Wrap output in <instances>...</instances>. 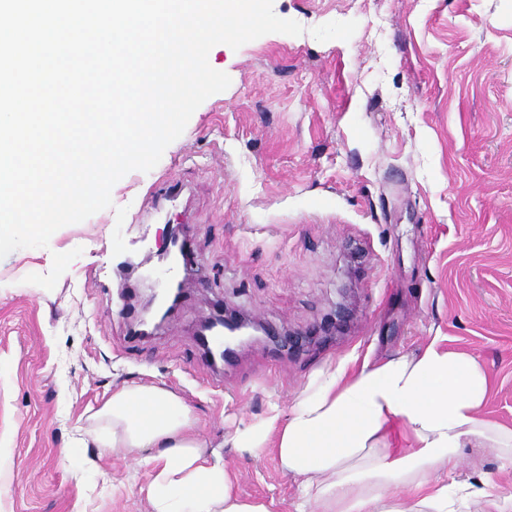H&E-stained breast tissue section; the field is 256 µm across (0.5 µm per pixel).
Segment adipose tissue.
Masks as SVG:
<instances>
[{
    "mask_svg": "<svg viewBox=\"0 0 512 512\" xmlns=\"http://www.w3.org/2000/svg\"><path fill=\"white\" fill-rule=\"evenodd\" d=\"M489 379L433 338L423 351L322 374L288 413L235 442L272 448L296 482L295 512H505L486 486L456 478L465 448L495 449L512 469V430L482 420ZM103 447L151 467L153 512H274L232 489L191 408L157 386L124 385L90 416Z\"/></svg>",
    "mask_w": 512,
    "mask_h": 512,
    "instance_id": "adipose-tissue-1",
    "label": "adipose tissue"
}]
</instances>
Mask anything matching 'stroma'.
<instances>
[{
	"label": "stroma",
	"mask_w": 512,
	"mask_h": 512,
	"mask_svg": "<svg viewBox=\"0 0 512 512\" xmlns=\"http://www.w3.org/2000/svg\"><path fill=\"white\" fill-rule=\"evenodd\" d=\"M273 8L303 34L214 46L231 84L152 170L48 247L0 258V512H152L149 471L80 430L125 384L181 396L237 494L279 512L292 478L226 435L270 403L288 411L341 362L445 337L490 378L481 417L512 429V0ZM171 224L193 242L190 294L137 338L141 303L118 265L158 250ZM222 310L271 331L230 368L198 361V324ZM461 459V477L479 466L512 497L494 449Z\"/></svg>",
	"instance_id": "obj_1"
}]
</instances>
